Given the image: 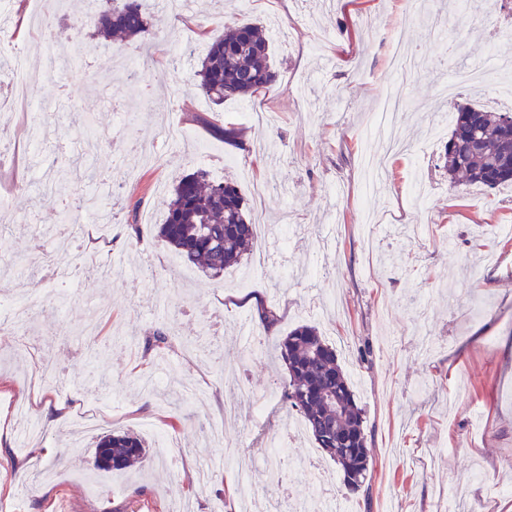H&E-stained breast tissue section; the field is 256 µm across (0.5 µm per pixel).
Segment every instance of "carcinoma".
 <instances>
[{
    "label": "carcinoma",
    "instance_id": "carcinoma-1",
    "mask_svg": "<svg viewBox=\"0 0 512 512\" xmlns=\"http://www.w3.org/2000/svg\"><path fill=\"white\" fill-rule=\"evenodd\" d=\"M105 37L133 38L156 34L154 15L142 0H112L95 21ZM272 36L256 23L232 24L215 38L198 61L195 77L200 90L216 104L227 97L246 99L273 85L277 72L270 63ZM512 112H496L479 105L459 107L445 146L443 168L448 179L469 186L495 189L512 185V171L501 163L512 147V126L503 122ZM257 225L247 215L244 197L228 181H213L197 169L173 186L167 215L157 237L187 263L211 278L241 263L257 239ZM176 340L167 326L154 333L148 349L161 355ZM279 356L287 370L282 382L283 405L300 414L318 448L340 467L343 484L361 489L373 468L367 449L362 408L355 400L350 379L336 348L318 328L301 324L279 339ZM112 462H107V452ZM147 454L145 441L130 431L99 437L95 446L97 468L106 472L130 468Z\"/></svg>",
    "mask_w": 512,
    "mask_h": 512
}]
</instances>
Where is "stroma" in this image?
Returning a JSON list of instances; mask_svg holds the SVG:
<instances>
[{
  "instance_id": "1",
  "label": "stroma",
  "mask_w": 512,
  "mask_h": 512,
  "mask_svg": "<svg viewBox=\"0 0 512 512\" xmlns=\"http://www.w3.org/2000/svg\"><path fill=\"white\" fill-rule=\"evenodd\" d=\"M164 33L109 42L94 34L89 8L103 0H60L52 20L32 0H11L12 32L39 78L30 104H43L42 142L58 191L40 183L13 195L4 249L13 264L37 249L58 265L81 258L88 272L69 285L45 270L0 275V310L25 300L27 324L0 328V512H265L269 501L296 512L313 494L304 468L316 464L342 512H435L462 499L477 512H512V186L451 185L440 157L447 136L431 130L474 100L510 110L493 84L440 94L457 72L489 63L490 36L506 23L497 0H464L448 25V0H428L406 20L408 0H192L179 17L146 0ZM287 26L274 38L278 74L270 88L214 104L194 71L211 37L234 22ZM51 28L60 48L89 53L67 84L42 74ZM453 29L464 48L447 58L438 32ZM416 47L406 77L390 67L396 43ZM184 70L170 75L171 48ZM139 58L138 81L107 73L97 53ZM409 110L394 125L410 145L392 155L375 194H366L362 159L382 144L366 139L387 88ZM232 127L237 142L215 128ZM429 174L425 209L409 200L408 172ZM205 168L234 182L260 227L251 255L222 277H205L157 237L171 187ZM122 176L112 222L78 209L95 176ZM84 234L58 242L65 217ZM112 264L105 278L96 264ZM155 273L140 288L124 280L142 264ZM169 297L167 316L154 296ZM275 310L273 336L244 344L240 317L253 301ZM170 321L182 345L160 357L144 343ZM315 325L335 347L365 412L373 461L368 490L350 492L299 415L280 402L274 337ZM211 344L208 361L185 344ZM106 398L111 417L89 426L76 413ZM130 430L148 457L124 472L96 469L100 435ZM287 438L270 481L266 444ZM249 457V480L222 466L226 444Z\"/></svg>"
}]
</instances>
